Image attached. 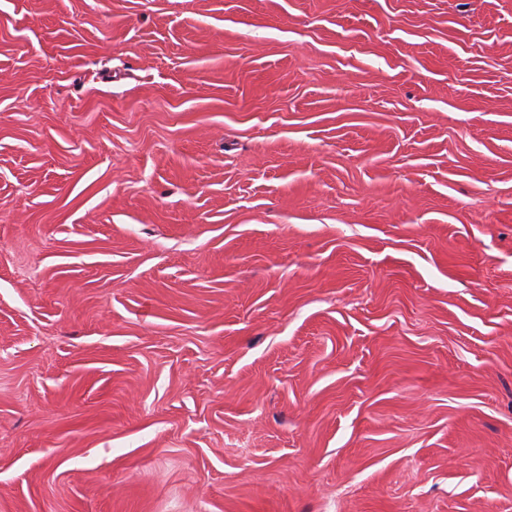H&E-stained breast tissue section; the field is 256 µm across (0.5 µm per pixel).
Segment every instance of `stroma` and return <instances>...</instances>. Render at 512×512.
<instances>
[{
	"instance_id": "1",
	"label": "stroma",
	"mask_w": 512,
	"mask_h": 512,
	"mask_svg": "<svg viewBox=\"0 0 512 512\" xmlns=\"http://www.w3.org/2000/svg\"><path fill=\"white\" fill-rule=\"evenodd\" d=\"M0 512H512V0H0Z\"/></svg>"
}]
</instances>
